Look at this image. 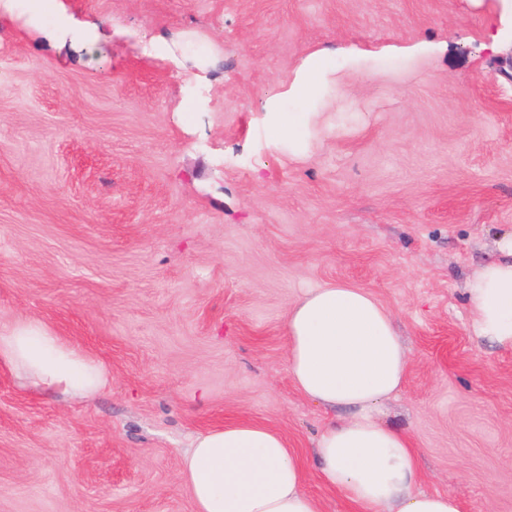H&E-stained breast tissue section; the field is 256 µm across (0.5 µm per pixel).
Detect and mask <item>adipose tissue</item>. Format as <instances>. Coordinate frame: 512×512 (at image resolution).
I'll return each mask as SVG.
<instances>
[{
  "label": "adipose tissue",
  "mask_w": 512,
  "mask_h": 512,
  "mask_svg": "<svg viewBox=\"0 0 512 512\" xmlns=\"http://www.w3.org/2000/svg\"><path fill=\"white\" fill-rule=\"evenodd\" d=\"M499 256L469 279L465 292L474 335L512 345V233ZM287 373L308 400L344 407L314 442L321 480L355 512H460L448 495L418 490V451L405 432L376 417L401 387L409 365L392 314L369 292L343 283L307 289L291 305ZM0 369L23 387L88 400L109 383L103 363L47 324L24 319L0 327ZM181 479L195 512H320L285 437L266 425L235 421L195 436Z\"/></svg>",
  "instance_id": "ef3b65f1"
}]
</instances>
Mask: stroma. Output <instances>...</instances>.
Here are the masks:
<instances>
[{
    "instance_id": "35a3bbf8",
    "label": "stroma",
    "mask_w": 512,
    "mask_h": 512,
    "mask_svg": "<svg viewBox=\"0 0 512 512\" xmlns=\"http://www.w3.org/2000/svg\"><path fill=\"white\" fill-rule=\"evenodd\" d=\"M500 0H14L0 13V326L105 364L87 403L0 370V512H194L181 457L281 431L321 512H353L313 441L348 417L287 374L286 319L345 282L410 359L382 408L420 490L512 512V347L464 288L512 233V25ZM316 62L308 97L291 93ZM297 129L270 141L271 113Z\"/></svg>"
}]
</instances>
